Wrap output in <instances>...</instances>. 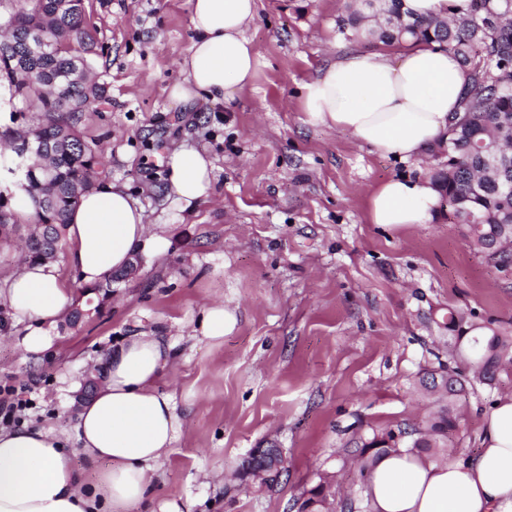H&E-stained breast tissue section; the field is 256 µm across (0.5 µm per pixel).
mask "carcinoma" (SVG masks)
<instances>
[{"label": "carcinoma", "instance_id": "obj_1", "mask_svg": "<svg viewBox=\"0 0 512 512\" xmlns=\"http://www.w3.org/2000/svg\"><path fill=\"white\" fill-rule=\"evenodd\" d=\"M18 8L5 21L10 36L0 42V71L5 73L11 94L35 112L46 115L45 123L14 136L17 158L36 156L46 164L23 170L18 186L34 208V224L40 228L29 239L30 260L53 257L58 250L60 229L70 211L103 166L97 150L77 133L83 112L102 94V88L85 80L92 67L95 37L84 22V0H16ZM340 27L353 32L372 21L370 31L385 44L438 45L453 52L472 75L461 108L448 127V138L428 151L435 164L428 171L441 200L448 201V220L467 226L472 246L497 261L505 260L499 240L512 234V163L504 164L496 153L512 151V4L508 0H471L462 17L411 18L403 0H348ZM36 33L57 49L36 54L28 41ZM448 331L453 333L478 377L492 384L503 362L512 359V337L489 325L467 324L448 313ZM446 379L457 392L444 398L436 416L424 431L414 427L374 431L357 442L361 474H366L380 456L403 447L431 452L445 448L456 430L457 401L464 384L454 370L430 372L420 379L428 392H438ZM326 476L309 491L300 512H327L331 502L324 494Z\"/></svg>", "mask_w": 512, "mask_h": 512}]
</instances>
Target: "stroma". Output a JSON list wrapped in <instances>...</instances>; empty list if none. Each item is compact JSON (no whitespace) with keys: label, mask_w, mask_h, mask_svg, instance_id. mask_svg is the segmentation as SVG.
<instances>
[{"label":"stroma","mask_w":512,"mask_h":512,"mask_svg":"<svg viewBox=\"0 0 512 512\" xmlns=\"http://www.w3.org/2000/svg\"><path fill=\"white\" fill-rule=\"evenodd\" d=\"M96 31L91 77L102 102L77 130L103 152L105 179L130 186L149 223L169 227L167 255L135 258L111 287L75 291L45 355L24 354L0 324V386L34 384L30 422L79 446L84 389L62 377L100 373L112 346L140 330L185 335L166 378L186 423L156 489L191 512H298L324 472L337 506L364 496L350 451L374 429L411 428L438 409L419 379L443 367L465 380L459 426L448 447L472 456L479 422L512 392V363L493 385L477 381L440 326L448 310L512 334V262L471 246L466 227L440 219L390 227L368 223L365 201L379 182L425 175L427 162L359 147L342 131L305 122L301 86L341 53L377 52L367 33L342 34L343 0H257L247 34L261 65L253 85L214 106L171 101L178 63L193 37L189 0H85ZM181 148L214 164L207 199L174 223L166 159ZM12 213L0 227V279L25 260L33 218L19 208L14 177L0 170ZM234 308L236 328L193 342L203 306ZM255 448L280 449L274 486L246 480ZM83 464L84 456H75Z\"/></svg>","instance_id":"obj_1"}]
</instances>
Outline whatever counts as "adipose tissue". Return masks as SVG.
<instances>
[{
    "label": "adipose tissue",
    "instance_id": "1",
    "mask_svg": "<svg viewBox=\"0 0 512 512\" xmlns=\"http://www.w3.org/2000/svg\"><path fill=\"white\" fill-rule=\"evenodd\" d=\"M256 15L257 0H191L195 37L179 64L182 78L170 89L174 102L217 103L253 85L259 61L246 29ZM469 78L454 53L434 45L350 51L303 85L302 108L312 126L343 130L359 146L407 160L446 136ZM166 167L178 210L209 197L214 166L204 152L174 151ZM439 208L429 178H392L370 191L365 214L371 224H429ZM65 232L66 262L77 286L89 290L127 270L134 255L158 259L171 247L166 232L150 231L128 187L113 181L81 194ZM73 289L48 260L23 262L0 285V306L20 325L25 354L52 347ZM237 323L233 308L210 304L193 335L219 340ZM175 348L162 333L138 331L108 355L95 395L76 416L86 459L105 466L98 483L74 464L64 433L26 424L0 428V512H182L154 493L184 422L174 394L160 388ZM365 496L372 512H512V395L483 416L474 456L438 461L390 453L369 474Z\"/></svg>",
    "mask_w": 512,
    "mask_h": 512
}]
</instances>
